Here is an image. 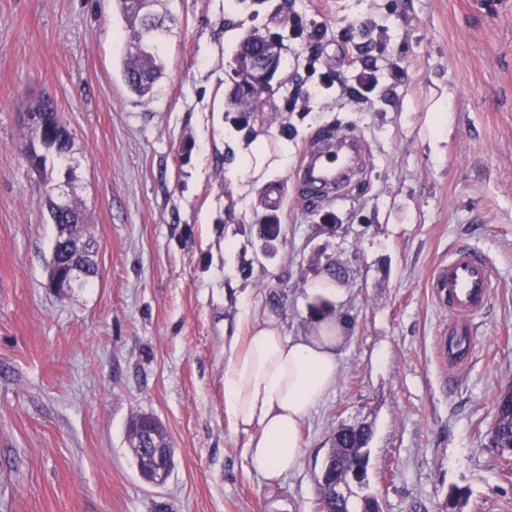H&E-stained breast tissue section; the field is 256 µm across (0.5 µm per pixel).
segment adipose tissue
I'll return each mask as SVG.
<instances>
[{
  "instance_id": "ef3b65f1",
  "label": "adipose tissue",
  "mask_w": 512,
  "mask_h": 512,
  "mask_svg": "<svg viewBox=\"0 0 512 512\" xmlns=\"http://www.w3.org/2000/svg\"><path fill=\"white\" fill-rule=\"evenodd\" d=\"M283 158L260 137L240 148L234 173L263 184ZM242 319L247 334L224 343V410L248 437V468L272 483L300 462L301 425L337 381L346 325L326 321L317 332L292 338L269 311Z\"/></svg>"
}]
</instances>
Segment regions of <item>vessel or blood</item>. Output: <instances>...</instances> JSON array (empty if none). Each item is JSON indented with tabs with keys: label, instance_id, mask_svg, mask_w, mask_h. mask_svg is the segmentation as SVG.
<instances>
[{
	"label": "vessel or blood",
	"instance_id": "1",
	"mask_svg": "<svg viewBox=\"0 0 512 512\" xmlns=\"http://www.w3.org/2000/svg\"><path fill=\"white\" fill-rule=\"evenodd\" d=\"M361 157L354 139L336 134L322 146L307 151L297 173L299 183L309 192L339 194L345 184L361 171ZM491 266L475 251L457 247L431 277L435 302L447 309L448 328L439 337L437 349L449 367L464 368L475 352L471 319L487 306L494 288Z\"/></svg>",
	"mask_w": 512,
	"mask_h": 512
}]
</instances>
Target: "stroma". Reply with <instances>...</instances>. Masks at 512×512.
I'll return each mask as SVG.
<instances>
[{
  "label": "stroma",
  "instance_id": "35a3bbf8",
  "mask_svg": "<svg viewBox=\"0 0 512 512\" xmlns=\"http://www.w3.org/2000/svg\"><path fill=\"white\" fill-rule=\"evenodd\" d=\"M171 34L149 96L131 94L128 25L113 0H0V512H315V481L344 425L371 427L382 512H512L490 447L494 401L512 387V0H162ZM321 26L319 61L289 19ZM281 48L269 92L234 106L240 44ZM369 52L306 98L345 41ZM364 85L365 104L339 85ZM50 97L72 134L69 194L98 267L66 296L48 286L56 228L27 165L23 112ZM345 129L363 176L338 200L303 198L307 147ZM287 144L269 184L232 175L233 146ZM279 187L282 202L266 195ZM280 236L264 252L259 225ZM466 245L496 288L473 319L459 380L437 354L448 313L427 288ZM338 286L336 296L318 294ZM272 308L286 335L316 316L349 325L335 387L301 429L300 464L251 472L224 411V339L243 308ZM165 426L175 466L140 475L130 418Z\"/></svg>",
  "mask_w": 512,
  "mask_h": 512
}]
</instances>
